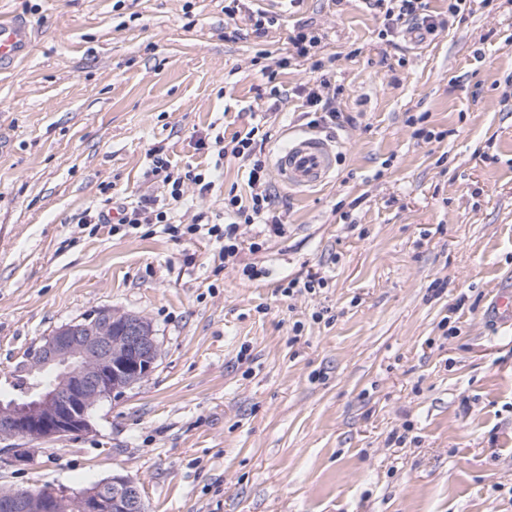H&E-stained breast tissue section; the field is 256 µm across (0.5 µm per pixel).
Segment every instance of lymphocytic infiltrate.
Wrapping results in <instances>:
<instances>
[{"label": "lymphocytic infiltrate", "instance_id": "1", "mask_svg": "<svg viewBox=\"0 0 512 512\" xmlns=\"http://www.w3.org/2000/svg\"><path fill=\"white\" fill-rule=\"evenodd\" d=\"M369 4L382 20L384 35L395 37L407 23L414 20L421 21L430 32L445 26L447 17L464 12L466 0H448V12L444 15L431 11L428 0H369ZM321 41L322 35L313 24L302 22L294 27L288 37L285 55L278 58L275 66L265 65L261 69L269 81L268 86L257 89L262 111H281L289 95L293 94L302 98L311 117V127H332L345 123V116L337 110L330 94V63L318 55ZM294 61L309 62L312 78L290 91L276 85V71L287 68ZM272 138V127L263 121L236 131L229 137L220 133L212 137H199L197 150L212 152L217 156L213 167L205 170L193 167L177 169L159 150H152L150 173L162 184L165 204H158L155 198L144 197L136 204L120 205L117 221H110L108 212L103 210L85 215L83 221L87 224L108 223L116 231L123 227L135 230L143 224H162L175 237L214 240L219 245L218 257L223 267L240 272L248 279H256L261 276V269L244 262L242 252L246 249L257 252L261 245L255 241H244L245 228L260 227L263 236L272 238L284 236L286 227L285 213L276 202L269 172L267 146ZM228 158L241 163L246 174L247 190L242 194L225 196L223 223L210 224L199 219L187 225L175 223L170 206L182 200L185 184H193L200 195L211 194L221 181L220 174Z\"/></svg>", "mask_w": 512, "mask_h": 512}]
</instances>
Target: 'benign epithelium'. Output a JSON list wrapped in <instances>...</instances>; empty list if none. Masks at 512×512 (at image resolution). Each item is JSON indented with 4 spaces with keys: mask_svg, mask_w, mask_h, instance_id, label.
Returning a JSON list of instances; mask_svg holds the SVG:
<instances>
[{
    "mask_svg": "<svg viewBox=\"0 0 512 512\" xmlns=\"http://www.w3.org/2000/svg\"><path fill=\"white\" fill-rule=\"evenodd\" d=\"M158 342L139 315L101 308L53 330L33 348L19 393L0 399V451L14 465L36 444L92 429L91 411L155 367ZM4 512H133L143 504L136 481L109 479L71 493L46 485L0 500Z\"/></svg>",
    "mask_w": 512,
    "mask_h": 512,
    "instance_id": "benign-epithelium-1",
    "label": "benign epithelium"
}]
</instances>
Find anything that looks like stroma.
Masks as SVG:
<instances>
[{"instance_id": "obj_1", "label": "stroma", "mask_w": 512, "mask_h": 512, "mask_svg": "<svg viewBox=\"0 0 512 512\" xmlns=\"http://www.w3.org/2000/svg\"><path fill=\"white\" fill-rule=\"evenodd\" d=\"M283 56L324 35L349 123L336 170L273 187L288 232L252 254L83 223L162 192L153 147L205 168L196 139L256 123V42L224 0H0L28 54L0 72V393L23 352L110 307L144 316L154 371L100 403L89 432L0 464V487L134 479L147 512H512V0H471L413 42L381 37L366 0H252ZM241 36L228 40L227 32ZM425 115L440 141L415 137ZM224 219L187 185L174 209ZM322 277L313 294L279 287Z\"/></svg>"}]
</instances>
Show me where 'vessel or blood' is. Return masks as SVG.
<instances>
[{"instance_id": "1", "label": "vessel or blood", "mask_w": 512, "mask_h": 512, "mask_svg": "<svg viewBox=\"0 0 512 512\" xmlns=\"http://www.w3.org/2000/svg\"><path fill=\"white\" fill-rule=\"evenodd\" d=\"M32 44L28 23L0 18V72L13 67ZM276 168L286 185L297 190L310 189L329 180L336 167L333 141L311 134L290 139L275 157Z\"/></svg>"}]
</instances>
